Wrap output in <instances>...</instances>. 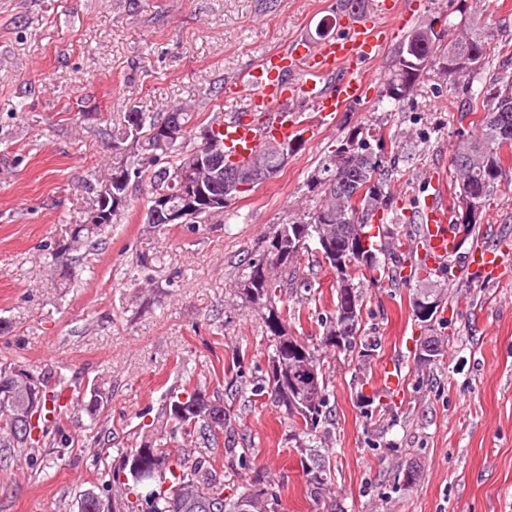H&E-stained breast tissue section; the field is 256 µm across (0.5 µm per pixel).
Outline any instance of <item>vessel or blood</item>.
Segmentation results:
<instances>
[{
	"instance_id": "vessel-or-blood-1",
	"label": "vessel or blood",
	"mask_w": 512,
	"mask_h": 512,
	"mask_svg": "<svg viewBox=\"0 0 512 512\" xmlns=\"http://www.w3.org/2000/svg\"><path fill=\"white\" fill-rule=\"evenodd\" d=\"M388 37V31L374 21L361 20L346 35L325 40L317 47L299 43L290 56H267L238 87L251 105L252 114L225 121V156L231 161H244L266 138L291 137L296 124L288 112V101H303L325 117L359 101L373 82L363 64L377 57ZM292 56L305 58L302 72L291 73L288 59ZM415 222L416 265L437 270L456 256L459 240L440 182H433L431 193L415 213ZM511 254V248L488 249L479 243L472 249L468 265L491 272Z\"/></svg>"
}]
</instances>
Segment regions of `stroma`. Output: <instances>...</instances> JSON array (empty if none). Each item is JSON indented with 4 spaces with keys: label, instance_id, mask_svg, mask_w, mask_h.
I'll return each instance as SVG.
<instances>
[{
    "label": "stroma",
    "instance_id": "35a3bbf8",
    "mask_svg": "<svg viewBox=\"0 0 512 512\" xmlns=\"http://www.w3.org/2000/svg\"><path fill=\"white\" fill-rule=\"evenodd\" d=\"M376 13L391 37L369 70L386 78L411 25L434 26L452 41L459 0H394ZM491 27L493 47L512 56V0H468ZM339 0H0V361L52 368L76 383L74 408L58 422L79 441L67 448L16 450L0 467V512H79L82 491L99 486L117 451L138 445L162 396L183 371L224 403L247 467L224 453L196 449L224 476V494L260 476L279 494L280 512H512V260L472 279L461 275L473 240L512 238V170L496 183L476 224L460 232L454 275L439 279L446 324L415 321L408 286L363 282L362 331L376 337L374 357L325 345L336 275L301 257L281 298L293 313L289 335L315 346L329 369L331 422L315 444L329 449L325 500L305 494L300 442L286 414L256 395L268 370L261 314L235 296L243 263L279 225L320 198L311 177L347 136L370 128L371 148L396 159L392 209L414 211L432 179L453 182L451 158L472 131L467 92L437 71L423 73L401 102L371 90L362 101L304 129L301 149L268 183L229 201L204 224H145L148 186L131 196L127 218L89 255L70 288L44 265L47 249L67 242L86 220L87 185L139 152L113 148L110 132L130 112L158 115L192 106L201 114L246 109L232 89L269 54L311 36L326 18L332 35L348 31ZM438 336L437 361L415 347ZM404 378L403 394L367 413L363 382L385 362ZM107 399L88 416L95 388ZM111 431L102 444L90 420ZM420 469L406 484L408 466Z\"/></svg>",
    "mask_w": 512,
    "mask_h": 512
}]
</instances>
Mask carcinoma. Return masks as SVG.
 Returning <instances> with one entry per match:
<instances>
[{
	"instance_id": "carcinoma-1",
	"label": "carcinoma",
	"mask_w": 512,
	"mask_h": 512,
	"mask_svg": "<svg viewBox=\"0 0 512 512\" xmlns=\"http://www.w3.org/2000/svg\"><path fill=\"white\" fill-rule=\"evenodd\" d=\"M461 33L452 43L442 46L437 37L429 38L422 26L414 28L398 48L385 82V88L410 83V90H415L421 73L428 67H436L440 74L455 81L460 79L470 85L477 81L480 87L469 90V107L466 114L475 112L482 116L475 122V131L463 140L455 150L452 165L455 180L460 192L468 191L470 182L482 200H487L496 181L501 177L506 166L512 164V97L504 99L500 93L512 91V74L508 72L509 61L499 66V71L489 78L482 73L492 67L490 45L494 32L480 22V17L472 12H461L459 21ZM468 59L471 68L463 69L457 74L448 71V66L458 59ZM136 124L141 126L150 122V127L164 126L171 121L178 122L182 128L191 133L196 129L209 128L220 132L215 127L224 124V115L214 112L203 122L200 114L185 107L176 108L162 117L147 118L140 112L134 113ZM357 143L350 160L346 185L337 189L349 197L357 189L363 190L360 201V214L346 208V212L336 215L329 213L330 204L324 200L292 221L301 227V235L309 242L320 234L325 224L334 225L336 243L348 246L353 239L348 235L351 224L359 225L357 234L365 235L366 249L372 253L373 263L366 265L356 261L347 273V279L378 281L386 278L394 284L402 283L399 269L402 266L403 254L400 249L403 241L388 224H372L375 214L388 208L390 193L388 186L392 166L385 164L383 158L371 151L367 138L359 133L350 134L346 142ZM159 149L152 138L140 145L142 158H150L151 165L156 167L150 177L149 195L171 189L170 180L173 175L182 171L192 174L190 160L197 147H188L187 140L180 141L179 148L170 149L171 159L161 161L151 151ZM129 214V205L112 210V217L102 224H88L80 238H71L70 251L74 256L69 258L70 267H76L84 258V254L94 249L98 238L105 229ZM279 249L278 234H273L262 247V253L247 261L237 278V293L240 299L251 305L262 306V314L266 335L270 341L269 362L288 360V351L302 350L313 359H318L315 348L304 341L280 331L287 320L286 310L276 305L278 292L288 286V270L305 254L311 252L307 246L301 247L289 257L276 274L267 281L261 277L260 267L266 257L273 256ZM387 260L380 259V256ZM16 368L25 371L27 376L42 386L39 416L36 424L31 426L35 435L24 440L22 425L24 422L13 417L12 409L7 401L0 399V453H9L15 448H38L43 445L67 448L75 444V438L65 434L55 426V416L64 407L62 400L70 391L71 384L62 374L36 366L21 365L17 362L0 364V374L9 373ZM321 373L320 395L317 408L311 416H303L296 421V416L288 409V394L279 390L281 378L276 368L272 367L258 389L259 394L268 395L271 403L284 410L292 421L294 435L309 440L314 439L321 424L327 421L323 408L328 399V378L323 363H318ZM224 413V405L213 401L198 389L184 391L174 390L165 395L164 403L158 415L160 432L145 436L138 447L125 451L117 449L122 463L105 475L108 479L101 484V492L93 490L80 494V512H101L102 501L112 496H121L127 490H134L136 501L145 506V512H167V501L179 492H184L181 512H238L237 503L244 498L252 503L253 512H277L278 494L261 483H251L235 497L224 496V477L216 471L210 461L193 457L192 445L203 444L206 448L218 449L225 446L224 427L227 419L218 417ZM305 458L301 464L306 473V494L313 498L321 496L331 481V463L329 454L320 448H304ZM139 461L148 469L158 468L157 480L148 490L130 482L121 480L126 472L128 462Z\"/></svg>"
}]
</instances>
